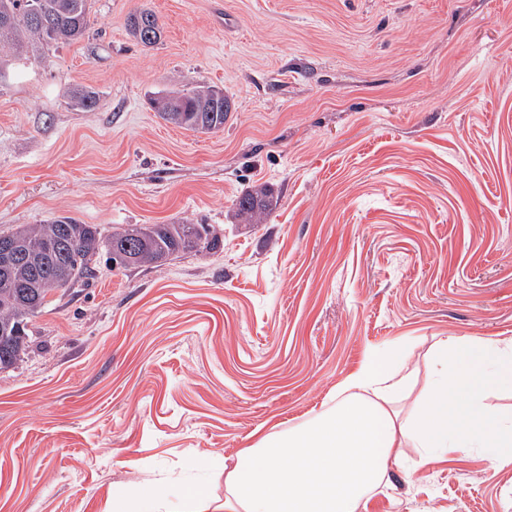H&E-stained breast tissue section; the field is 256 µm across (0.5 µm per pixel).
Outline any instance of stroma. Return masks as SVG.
<instances>
[{"label": "stroma", "mask_w": 512, "mask_h": 512, "mask_svg": "<svg viewBox=\"0 0 512 512\" xmlns=\"http://www.w3.org/2000/svg\"><path fill=\"white\" fill-rule=\"evenodd\" d=\"M152 10L159 44L129 36ZM214 85L222 131L156 92ZM96 104L74 106L76 87ZM272 184L240 224L232 201ZM210 224L218 254L48 295L0 369V512L224 496V461L402 341L512 336V0H95L81 42L0 75V230ZM361 512H512V466L394 469ZM224 91L214 87L182 89L162 93L152 98L151 107L166 123L194 132L211 133L223 130L234 101L228 97L224 111ZM274 189L268 185L249 186L233 203V218L244 224H260L276 205Z\"/></svg>", "instance_id": "stroma-1"}]
</instances>
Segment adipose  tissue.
<instances>
[{
	"instance_id": "ef3b65f1",
	"label": "adipose tissue",
	"mask_w": 512,
	"mask_h": 512,
	"mask_svg": "<svg viewBox=\"0 0 512 512\" xmlns=\"http://www.w3.org/2000/svg\"><path fill=\"white\" fill-rule=\"evenodd\" d=\"M412 358L402 342L373 353L321 410L238 451L224 465V512H358L412 455L512 463V410L489 403L512 390V337L436 339L421 387Z\"/></svg>"
}]
</instances>
